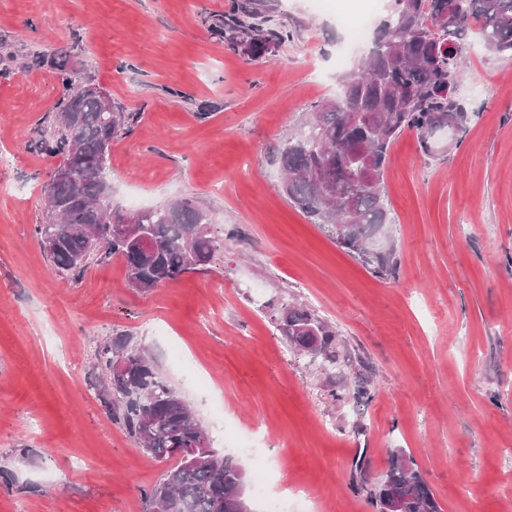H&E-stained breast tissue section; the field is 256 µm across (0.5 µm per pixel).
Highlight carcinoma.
Listing matches in <instances>:
<instances>
[{"instance_id": "cac0c4a2", "label": "carcinoma", "mask_w": 512, "mask_h": 512, "mask_svg": "<svg viewBox=\"0 0 512 512\" xmlns=\"http://www.w3.org/2000/svg\"><path fill=\"white\" fill-rule=\"evenodd\" d=\"M445 14L446 37L435 41L430 26ZM266 21L267 5L254 0L224 17V37L263 57L293 36L285 28L264 27ZM473 26L489 53L512 56V0H391L361 72L343 76L341 99L314 105L303 129L281 152L283 188L293 205L312 223L330 227L336 243L377 273L387 265L371 252L368 240L373 228L387 220L382 181L390 147L406 128L426 133L463 118L465 108L454 96L463 78L457 50ZM55 69L63 86L61 124L40 146L48 154L64 155V165L78 174L76 182L52 185L53 220L35 225L39 242L48 233L56 240L54 248L43 249L56 271L77 280L90 260L119 255L128 284L147 293L211 264L224 242L198 233L207 219L190 200L139 213L140 223L148 225L149 252L124 225L104 223L110 203L105 144L121 130L124 116L85 95L66 61H56ZM312 169L319 170L321 181L308 175ZM338 175V194H326L323 183ZM91 234L102 250H89ZM274 323L291 347L306 352L315 343L324 361L336 363V332L304 306L280 303ZM96 361L106 375L104 391L121 404L116 419L140 450L155 460L178 459L143 492L148 512H239V491L245 486L241 465L211 446L194 409L162 379L152 357L116 336L99 347ZM370 496L377 512L393 498L399 499L400 512H441L413 457L402 448L392 451L389 469Z\"/></svg>"}]
</instances>
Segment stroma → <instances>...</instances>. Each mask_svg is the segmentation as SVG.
<instances>
[{
    "mask_svg": "<svg viewBox=\"0 0 512 512\" xmlns=\"http://www.w3.org/2000/svg\"><path fill=\"white\" fill-rule=\"evenodd\" d=\"M245 2L0 0V470L13 475L0 512H147L142 492L171 464L109 411L94 360L118 334L150 351L226 455L251 436L272 495L306 485L304 512H375L396 448L442 512H512V57L468 32L462 127L391 146L378 274L292 206L279 161L372 44L346 52L340 16L317 0H271V28L293 37L254 58L215 34ZM61 56L126 116L113 211L192 200L225 241L212 264L147 293L116 256L77 280L52 268L35 227L63 162L40 147L58 124L48 60ZM285 300L333 326L336 364L280 336ZM175 345L210 387L185 378Z\"/></svg>",
    "mask_w": 512,
    "mask_h": 512,
    "instance_id": "stroma-1",
    "label": "stroma"
}]
</instances>
